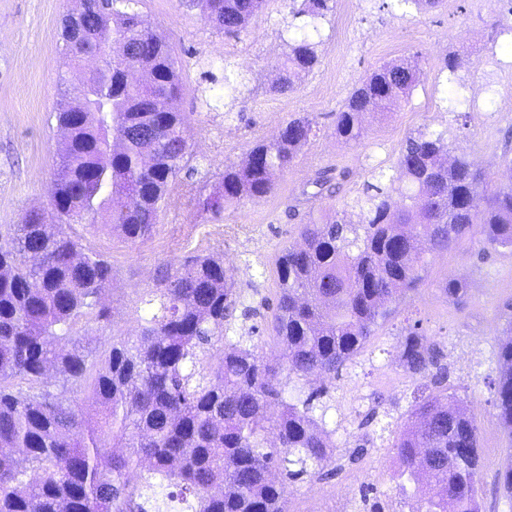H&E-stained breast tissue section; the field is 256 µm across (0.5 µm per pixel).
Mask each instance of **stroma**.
<instances>
[{
  "label": "stroma",
  "instance_id": "stroma-1",
  "mask_svg": "<svg viewBox=\"0 0 512 512\" xmlns=\"http://www.w3.org/2000/svg\"><path fill=\"white\" fill-rule=\"evenodd\" d=\"M292 0H271L240 34L214 30L178 0H137L144 24L162 33L181 66L178 102L190 134L191 179L175 185L152 235L131 245L104 227L73 225V235L104 254L114 279L111 331L135 332L132 306L139 291L152 287L157 269L193 254L225 258L256 309L244 320L254 328L252 343L265 358L276 348L267 329V305L275 299L274 259L300 242L310 211L338 212L356 220L355 202L377 172L395 175L398 153L417 131L444 134L451 155L465 156L493 184L506 185L505 156H512V111L501 105L504 73L512 65V24L501 0H446L429 10H403L393 0H335L321 30L319 61L294 90L275 93V65L287 50ZM63 0H0V226L19 223L30 209L48 210V187L58 162L62 134L53 114L57 77L80 82L84 71L71 67L62 51ZM418 56L422 72L413 94L382 116L365 120L359 144L336 137V114L352 89L380 65ZM457 59V84L442 70L445 56ZM234 72L236 93L218 77ZM314 117V136L292 166L280 175L271 195L245 199L208 223L195 199L209 192L225 163L240 160L253 145L277 136L293 116ZM329 169L341 187L316 194L312 180ZM452 279L465 280L469 295L457 304L442 293ZM512 301V253L484 248L473 234L453 249L432 253L417 289L397 304L358 358L356 366L326 383L335 428V469L320 478L304 477L288 488V512H305L307 489L324 495L331 512H362L364 501L383 512H407L397 494V461L390 446L408 420L420 383L405 372L397 342L418 329L438 344L450 369L449 387L479 428L483 512H512L498 484L512 438L496 417L493 382L498 342L505 327L503 306Z\"/></svg>",
  "mask_w": 512,
  "mask_h": 512
}]
</instances>
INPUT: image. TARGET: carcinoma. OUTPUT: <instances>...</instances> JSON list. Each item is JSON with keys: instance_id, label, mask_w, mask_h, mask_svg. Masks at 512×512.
Listing matches in <instances>:
<instances>
[{"instance_id": "1", "label": "carcinoma", "mask_w": 512, "mask_h": 512, "mask_svg": "<svg viewBox=\"0 0 512 512\" xmlns=\"http://www.w3.org/2000/svg\"><path fill=\"white\" fill-rule=\"evenodd\" d=\"M64 16L72 61L97 56L79 85L58 78L57 125L65 133L49 186L55 219L37 210L0 231V512H287V483L321 477L336 452L327 429L326 388L366 347L391 306L421 280L425 255L449 250L473 228L484 247L512 250V184L491 194L464 157L444 161L448 139L418 131L397 158L394 190L369 184L360 220L309 216L298 247L274 261L276 297L268 324L271 365L238 332L251 307L234 270L213 255L159 271L137 300L138 331L89 342L108 326L102 303L112 265L67 231L103 226L135 245L164 214L171 187L195 173L182 82L166 38L145 27L134 0H83ZM210 26L245 30L268 0H179ZM331 0H304L306 17L276 64L272 89H295L318 64L314 38ZM418 58L371 72L336 113V137L359 143L364 118L383 114L419 82ZM315 121L290 118L240 163L224 165L197 199L212 224L243 199H262L310 142ZM463 303L468 288L446 283ZM510 335L497 352V417L512 438ZM401 362L422 381L450 377L436 345L417 331ZM390 451L401 494L421 492L415 512H481L478 427L451 394H421ZM284 480L272 478L275 471Z\"/></svg>"}]
</instances>
